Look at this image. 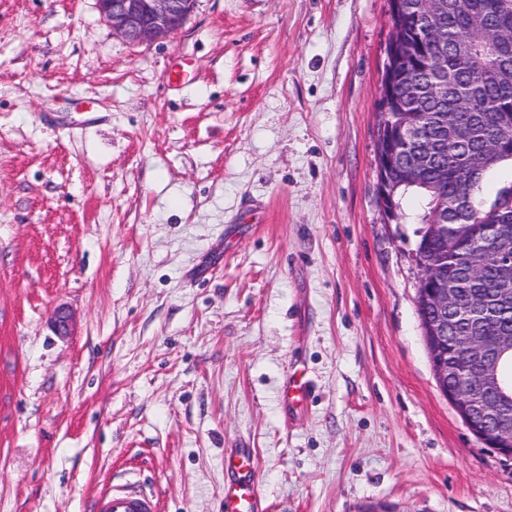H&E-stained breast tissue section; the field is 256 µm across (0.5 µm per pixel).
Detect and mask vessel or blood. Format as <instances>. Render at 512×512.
<instances>
[{
	"instance_id": "obj_1",
	"label": "vessel or blood",
	"mask_w": 512,
	"mask_h": 512,
	"mask_svg": "<svg viewBox=\"0 0 512 512\" xmlns=\"http://www.w3.org/2000/svg\"><path fill=\"white\" fill-rule=\"evenodd\" d=\"M311 386L295 376H285L281 400L286 414H293L308 398ZM94 512H159L154 492L133 483H122L99 492ZM224 512H265L257 490L256 466L251 449L238 448L224 456Z\"/></svg>"
}]
</instances>
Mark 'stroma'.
Instances as JSON below:
<instances>
[{"mask_svg":"<svg viewBox=\"0 0 512 512\" xmlns=\"http://www.w3.org/2000/svg\"><path fill=\"white\" fill-rule=\"evenodd\" d=\"M390 34L387 0H197L139 44L96 0H0V512L115 481L223 512L241 445L271 512H512L378 197ZM311 386L308 381H301L295 378V374L286 375L281 389V400L283 409L288 414V423L292 424L295 420L294 410L302 402L307 401Z\"/></svg>","mask_w":512,"mask_h":512,"instance_id":"stroma-1","label":"stroma"}]
</instances>
